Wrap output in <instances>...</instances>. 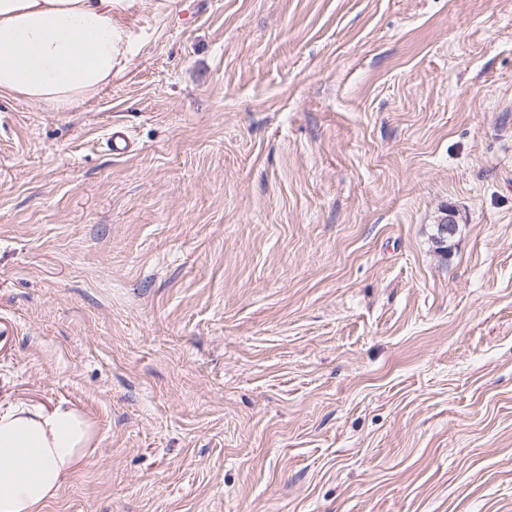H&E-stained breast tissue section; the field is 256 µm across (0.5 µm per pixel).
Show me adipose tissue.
I'll return each mask as SVG.
<instances>
[{
  "label": "adipose tissue",
  "instance_id": "obj_1",
  "mask_svg": "<svg viewBox=\"0 0 512 512\" xmlns=\"http://www.w3.org/2000/svg\"><path fill=\"white\" fill-rule=\"evenodd\" d=\"M122 0H0V95L66 112L112 82ZM97 452L78 410L0 397V512H45Z\"/></svg>",
  "mask_w": 512,
  "mask_h": 512
}]
</instances>
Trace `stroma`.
Masks as SVG:
<instances>
[{"label": "stroma", "instance_id": "1", "mask_svg": "<svg viewBox=\"0 0 512 512\" xmlns=\"http://www.w3.org/2000/svg\"><path fill=\"white\" fill-rule=\"evenodd\" d=\"M113 20L0 98V394L98 443L45 512H512V0Z\"/></svg>", "mask_w": 512, "mask_h": 512}]
</instances>
